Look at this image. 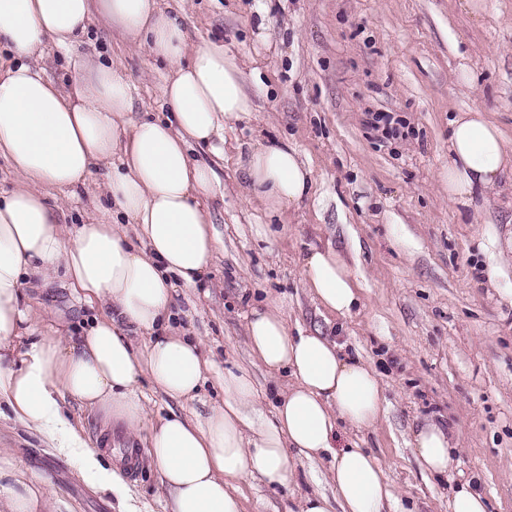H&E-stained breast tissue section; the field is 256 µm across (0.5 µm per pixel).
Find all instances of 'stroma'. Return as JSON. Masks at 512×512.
<instances>
[{"instance_id": "1", "label": "stroma", "mask_w": 512, "mask_h": 512, "mask_svg": "<svg viewBox=\"0 0 512 512\" xmlns=\"http://www.w3.org/2000/svg\"><path fill=\"white\" fill-rule=\"evenodd\" d=\"M186 0L179 20L190 42L223 43L242 63L255 104L224 126V160L208 147L192 159L218 165L221 186L206 203L220 252L201 294L177 288L172 310L187 336L201 339L217 368L246 369L271 415L270 380L250 355L244 316L276 303L290 328L320 331L359 354L379 374L386 411L368 431H349L380 460L405 512H448L462 483L486 498L489 512H512V176L478 211L448 202V128L457 112L479 108L512 141V0ZM114 61L131 78V116L162 111L163 63L132 47L93 15L70 48L48 45L38 64L59 87L75 60ZM392 113L396 133L367 125ZM260 138L294 144L315 184L299 207L268 215L249 195L241 158ZM101 172L75 198L62 199V223L90 212L110 218L99 196ZM332 247L349 263L361 303L345 317L312 300L300 277L311 248ZM36 310L51 308L76 335L90 309L73 307L68 288L34 283ZM223 392L207 379L192 404L152 396L149 419L187 411L205 418ZM442 418L457 447L446 475L427 472L411 446L414 429ZM0 449L40 471L70 512H119L117 501L81 480L78 462L0 414ZM128 484L141 512H164L166 495L148 457ZM325 463L304 464L287 485L244 480L243 512H286L325 489Z\"/></svg>"}]
</instances>
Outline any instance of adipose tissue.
<instances>
[{
	"instance_id": "ef3b65f1",
	"label": "adipose tissue",
	"mask_w": 512,
	"mask_h": 512,
	"mask_svg": "<svg viewBox=\"0 0 512 512\" xmlns=\"http://www.w3.org/2000/svg\"><path fill=\"white\" fill-rule=\"evenodd\" d=\"M182 0H0V157L16 178L0 195V409L79 460L83 480L114 494L120 512H140L119 470L106 465L76 427L67 403L104 411L125 433L146 429L147 455L167 492L168 512H242L241 481L283 486L302 461L328 459L329 492L306 494L298 512H400L384 469L366 448L338 447L342 428H373L384 411L375 369L320 332H290L273 303L246 317L247 345L268 375H288L272 417L258 408L243 369L218 381L221 405L205 419L170 414L147 422L141 383L165 397L199 398L214 366L201 342L173 330L176 287L202 284L219 251L204 206L216 192L214 169L194 161L190 144L222 155L224 123L254 110L235 54L204 41L187 47ZM100 15L166 64L161 87L169 119L132 120L134 85L110 64L80 60L70 90L35 61L47 42L66 48ZM101 170L111 222L90 217L66 227L48 191L69 194ZM249 192L282 215L308 194L314 172L286 143L251 146ZM512 173V144L479 109L457 114L448 137V200L477 207ZM63 277L77 301L98 312L78 338L61 341L28 304L31 277ZM301 280L325 311L345 316L360 302L357 281L333 248L310 250ZM26 351H19L21 340ZM413 445L428 472L447 473L451 440L440 426L417 428ZM46 478L0 453V500L8 512H49Z\"/></svg>"
}]
</instances>
